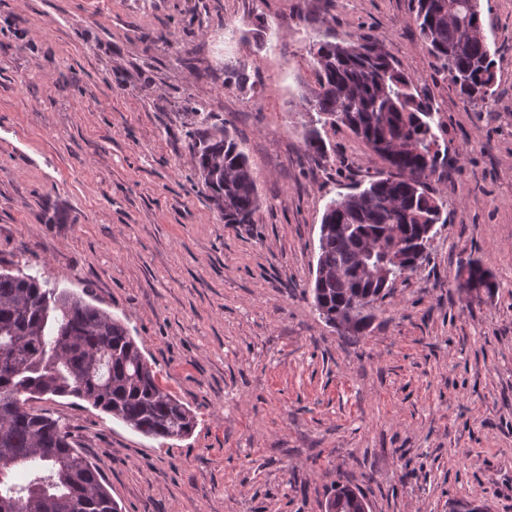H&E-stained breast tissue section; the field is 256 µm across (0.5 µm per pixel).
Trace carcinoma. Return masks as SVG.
I'll list each match as a JSON object with an SVG mask.
<instances>
[{
  "mask_svg": "<svg viewBox=\"0 0 512 512\" xmlns=\"http://www.w3.org/2000/svg\"><path fill=\"white\" fill-rule=\"evenodd\" d=\"M415 23L433 66L449 75L462 99L484 102L497 82L481 21V0H414ZM316 85L302 95L305 147L323 156L320 128L344 126L388 164L390 171L325 208L310 293L325 322L347 338L349 311L361 293L386 296L372 270L383 241L414 235L421 224L446 223V202L429 180L440 157L435 110L418 81L377 40L309 47ZM202 185L222 201L224 223L252 224L259 209L257 178L229 134L195 147ZM466 292L493 294L494 275L479 259L457 274ZM73 397L151 438L179 439L195 421L156 380L127 328L111 313L66 288H47L21 270L0 271V512H120L98 468L68 427L28 405L42 396ZM363 495L336 485L326 503L361 512Z\"/></svg>",
  "mask_w": 512,
  "mask_h": 512,
  "instance_id": "1",
  "label": "carcinoma"
}]
</instances>
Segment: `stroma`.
Listing matches in <instances>:
<instances>
[{
	"instance_id": "stroma-1",
	"label": "stroma",
	"mask_w": 512,
	"mask_h": 512,
	"mask_svg": "<svg viewBox=\"0 0 512 512\" xmlns=\"http://www.w3.org/2000/svg\"><path fill=\"white\" fill-rule=\"evenodd\" d=\"M491 100L421 52L411 0H0V270L119 318L191 433L153 439L75 398L67 424L122 512H512V0H489ZM380 40L431 95L448 166L428 256L348 342L314 311L319 224L387 165L345 127L303 142L318 40ZM231 132L257 177L228 224L194 166ZM479 259L493 295L461 290ZM358 498H364L360 492H356L347 485L336 484L332 493L326 500V504L332 503L338 512H363Z\"/></svg>"
}]
</instances>
